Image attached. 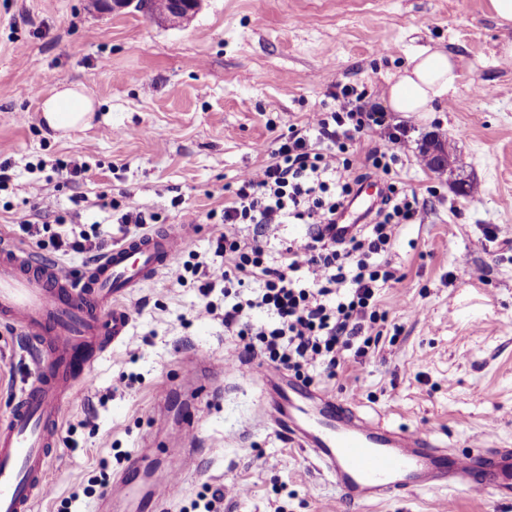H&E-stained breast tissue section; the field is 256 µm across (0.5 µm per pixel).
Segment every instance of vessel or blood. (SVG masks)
Returning a JSON list of instances; mask_svg holds the SVG:
<instances>
[{
  "label": "vessel or blood",
  "instance_id": "1",
  "mask_svg": "<svg viewBox=\"0 0 512 512\" xmlns=\"http://www.w3.org/2000/svg\"><path fill=\"white\" fill-rule=\"evenodd\" d=\"M190 227L171 225L113 245L81 276L40 260L7 233H0V324L24 336L36 369L8 416L0 420V512H32L49 487V470L70 394L87 387L91 363L124 342L132 315L130 292L173 265L190 240ZM192 381L208 387L223 365L190 354ZM264 381V414L336 481L349 504L383 501L424 490L466 488L470 494L512 500V448H480L458 454L424 430H394L366 421L337 397L304 389L276 370L253 367ZM194 429L165 455L162 493L135 494L119 474L110 505L128 512H159L164 499L183 491L181 477L193 460Z\"/></svg>",
  "mask_w": 512,
  "mask_h": 512
}]
</instances>
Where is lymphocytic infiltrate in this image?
Returning <instances> with one entry per match:
<instances>
[{"mask_svg": "<svg viewBox=\"0 0 512 512\" xmlns=\"http://www.w3.org/2000/svg\"><path fill=\"white\" fill-rule=\"evenodd\" d=\"M343 105L310 113L303 125L278 136L271 159L239 176L224 201L222 227L210 243V260L175 263L170 278L194 276L202 302L197 316L221 315L252 360L288 371L302 383L335 377L348 359L378 345L375 330L387 314L379 292L394 274L386 255L399 226L420 224L427 214L418 196L399 188L394 176L407 150L408 130L391 124L367 91L343 86ZM368 130L387 133L389 144L352 159L346 152ZM381 177L387 192L368 224L347 242L330 230L353 192L346 173ZM296 222L309 227L305 240L282 246L268 258L270 232ZM252 224V238L242 227ZM61 255L100 257L111 237L74 224L56 232ZM221 291L223 307L211 295ZM263 322H253V314Z\"/></svg>", "mask_w": 512, "mask_h": 512, "instance_id": "obj_1", "label": "lymphocytic infiltrate"}]
</instances>
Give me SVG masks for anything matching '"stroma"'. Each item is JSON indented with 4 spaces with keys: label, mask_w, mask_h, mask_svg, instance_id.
Returning <instances> with one entry per match:
<instances>
[{
    "label": "stroma",
    "mask_w": 512,
    "mask_h": 512,
    "mask_svg": "<svg viewBox=\"0 0 512 512\" xmlns=\"http://www.w3.org/2000/svg\"><path fill=\"white\" fill-rule=\"evenodd\" d=\"M504 35L488 0H203L189 20L162 22L100 11L91 0H0V163L10 175L0 228L11 230L25 210L108 235L118 231V213L146 210L157 227L194 226L181 260L207 255L220 229L209 215L222 211L226 189L268 162L264 145L289 126L338 108L337 83L377 94L417 50L455 53L461 79L447 106L391 116L411 129L399 180L426 201L427 215L400 226L392 243L383 338L313 387L368 419L423 428L460 453L489 433L512 448V62L499 56ZM60 82L85 89L97 110L89 125L57 139L39 106ZM477 83L493 95L474 94ZM432 134L450 139L457 155L440 177L419 163ZM74 161L88 170L72 181L61 168ZM460 178L478 194H456ZM105 197L118 210L102 209ZM470 265L484 267L483 281L469 278ZM200 302L195 281L165 276L129 296L130 334L96 360L92 385L66 405L51 492L33 512H82L97 503L85 490L125 470L156 483L186 406L172 396L160 426L151 409L177 383L189 351L228 368L221 392L199 403L196 468L162 512H193L217 491V512H512V502L460 489L346 503L333 478L263 420L238 337L221 319L197 317ZM23 348V337L0 325V418L32 376Z\"/></svg>",
    "instance_id": "obj_1"
}]
</instances>
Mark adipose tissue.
<instances>
[{
  "mask_svg": "<svg viewBox=\"0 0 512 512\" xmlns=\"http://www.w3.org/2000/svg\"><path fill=\"white\" fill-rule=\"evenodd\" d=\"M460 78L455 55L427 48L411 55L392 75L381 99L390 112H431L455 92ZM94 106L80 87L61 85L42 101L40 110L44 125L63 134L88 123Z\"/></svg>",
  "mask_w": 512,
  "mask_h": 512,
  "instance_id": "1",
  "label": "adipose tissue"
}]
</instances>
